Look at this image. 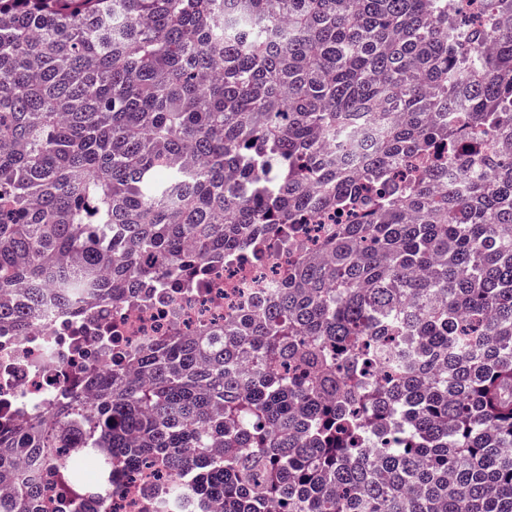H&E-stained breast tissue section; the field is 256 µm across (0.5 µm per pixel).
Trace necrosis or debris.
I'll list each match as a JSON object with an SVG mask.
<instances>
[{
    "label": "necrosis or debris",
    "mask_w": 512,
    "mask_h": 512,
    "mask_svg": "<svg viewBox=\"0 0 512 512\" xmlns=\"http://www.w3.org/2000/svg\"><path fill=\"white\" fill-rule=\"evenodd\" d=\"M297 254L293 245H279L260 267L240 255L201 284L157 286L147 299L119 308L102 304L80 319L45 307L29 336L0 337V419L14 423L45 414L72 396L76 370L109 365L113 355L137 349L145 340L180 336L206 322L251 313ZM170 488L169 480L136 471L120 479L113 512H144L149 501L154 512H195L190 499L171 506Z\"/></svg>",
    "instance_id": "necrosis-or-debris-1"
}]
</instances>
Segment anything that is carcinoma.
<instances>
[{"instance_id": "obj_1", "label": "carcinoma", "mask_w": 512, "mask_h": 512, "mask_svg": "<svg viewBox=\"0 0 512 512\" xmlns=\"http://www.w3.org/2000/svg\"><path fill=\"white\" fill-rule=\"evenodd\" d=\"M461 2L0 0V333L344 219L0 426V512L48 467L84 512L93 451L223 512H512V0Z\"/></svg>"}]
</instances>
